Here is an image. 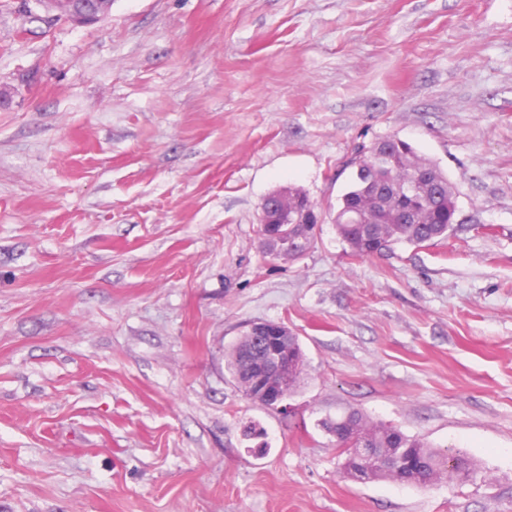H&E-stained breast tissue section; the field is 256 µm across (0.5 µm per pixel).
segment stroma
Returning a JSON list of instances; mask_svg holds the SVG:
<instances>
[{"label":"stroma","instance_id":"stroma-1","mask_svg":"<svg viewBox=\"0 0 512 512\" xmlns=\"http://www.w3.org/2000/svg\"><path fill=\"white\" fill-rule=\"evenodd\" d=\"M0 89V512H512V0H0ZM389 136L447 240L261 252L267 194L328 207ZM256 320L304 351L289 412L227 368ZM350 409L476 478L351 481ZM52 17L74 26H88L98 22L104 15L105 0H44Z\"/></svg>","mask_w":512,"mask_h":512}]
</instances>
